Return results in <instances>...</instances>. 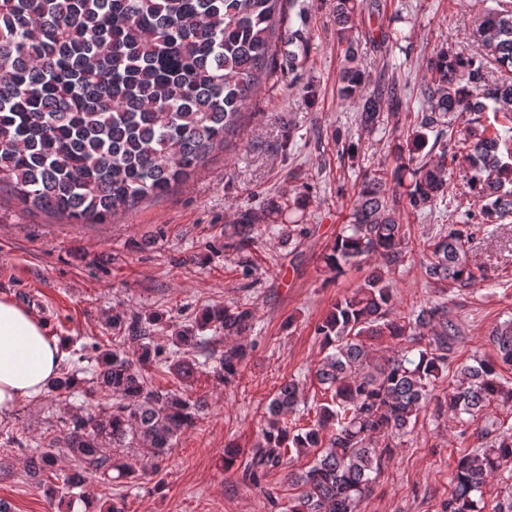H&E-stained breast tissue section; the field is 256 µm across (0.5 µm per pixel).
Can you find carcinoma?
<instances>
[{
  "label": "carcinoma",
  "instance_id": "obj_1",
  "mask_svg": "<svg viewBox=\"0 0 512 512\" xmlns=\"http://www.w3.org/2000/svg\"><path fill=\"white\" fill-rule=\"evenodd\" d=\"M281 2L0 0V190L69 224H109L144 201L166 197L237 134L257 89L276 75L282 44L303 42L302 31H282ZM360 9V0H333L336 38L345 44L337 93L357 104L360 129L370 133L383 110L402 106L403 95L394 82L369 90L354 35ZM474 35L479 54L442 46L428 59L422 91L428 109L391 146L393 169L365 171L323 257L334 278L346 267L367 266L363 281L316 326L325 353L311 376L328 398L311 407L300 380L282 383L243 469L258 485L286 457L316 452L307 470L289 474L298 493L284 512H355L383 458L404 444L421 413L431 410L464 426L492 403L512 402V386L500 374L512 366V319L489 333L496 357L476 355L457 366L458 379L440 397L435 391L448 371L456 325L440 303L393 316L396 298L386 279L389 269L413 260L403 216L447 198L453 174L477 209L461 212L458 223L423 242L428 281L457 288L485 277L471 254L486 225L512 216V161L500 157V134L481 123L490 102L512 122V0H495ZM444 126L448 141L429 142L428 133L440 135ZM428 146L440 149L433 162L421 156ZM278 233L295 244L307 227L280 224ZM257 242L250 214L224 225V247L244 251ZM256 316L247 301L206 307L175 332L167 352L150 336L161 315H112V329L127 331L139 345L131 353L118 343L94 346L86 393L115 403L72 415L60 434L31 451L25 473L61 481L46 484L51 502L97 473L115 471L136 482L139 470L106 448H139L157 460L195 426L205 406L181 388L149 384L144 367L166 362L180 382L190 381L203 363L188 352L207 342L200 333L209 329L224 335L213 376L230 385L253 351ZM383 336L395 347L378 358L371 341ZM80 384L68 370L51 389L70 394ZM301 410L315 411L316 420L301 426ZM486 435V446L459 452L444 512H483L488 480L506 472L512 482V426ZM61 448L74 462L68 470L60 466Z\"/></svg>",
  "mask_w": 512,
  "mask_h": 512
}]
</instances>
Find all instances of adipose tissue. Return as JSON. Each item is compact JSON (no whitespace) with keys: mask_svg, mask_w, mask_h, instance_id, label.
<instances>
[{"mask_svg":"<svg viewBox=\"0 0 512 512\" xmlns=\"http://www.w3.org/2000/svg\"><path fill=\"white\" fill-rule=\"evenodd\" d=\"M63 358L62 344L39 318L0 297V413L44 396Z\"/></svg>","mask_w":512,"mask_h":512,"instance_id":"obj_1","label":"adipose tissue"}]
</instances>
